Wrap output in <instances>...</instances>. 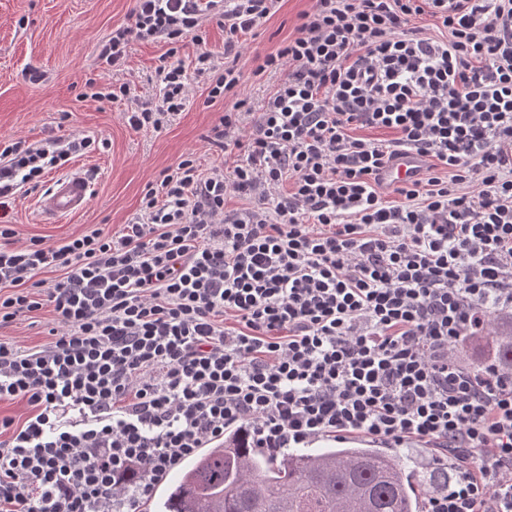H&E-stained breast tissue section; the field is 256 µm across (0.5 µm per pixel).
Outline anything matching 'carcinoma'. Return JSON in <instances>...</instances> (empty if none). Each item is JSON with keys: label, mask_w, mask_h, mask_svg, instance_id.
Returning <instances> with one entry per match:
<instances>
[{"label": "carcinoma", "mask_w": 512, "mask_h": 512, "mask_svg": "<svg viewBox=\"0 0 512 512\" xmlns=\"http://www.w3.org/2000/svg\"><path fill=\"white\" fill-rule=\"evenodd\" d=\"M463 342H487L497 364L512 366V320L492 317ZM446 488L448 467L440 465L418 482L404 451L329 441L313 451L270 458L233 432L224 444L186 461L146 512H297L302 499L316 512H423L430 490Z\"/></svg>", "instance_id": "1"}]
</instances>
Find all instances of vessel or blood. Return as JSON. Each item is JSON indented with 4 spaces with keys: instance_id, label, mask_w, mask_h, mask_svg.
<instances>
[{
    "instance_id": "1",
    "label": "vessel or blood",
    "mask_w": 512,
    "mask_h": 512,
    "mask_svg": "<svg viewBox=\"0 0 512 512\" xmlns=\"http://www.w3.org/2000/svg\"><path fill=\"white\" fill-rule=\"evenodd\" d=\"M420 161L412 154L396 159L382 173L388 184L413 180L419 173ZM93 194V183L82 167H72L66 174L56 177L50 189L39 202L43 223L50 224L63 217L78 215L87 208Z\"/></svg>"
}]
</instances>
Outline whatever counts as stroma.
Returning <instances> with one entry per match:
<instances>
[{
    "label": "stroma",
    "instance_id": "35a3bbf8",
    "mask_svg": "<svg viewBox=\"0 0 512 512\" xmlns=\"http://www.w3.org/2000/svg\"><path fill=\"white\" fill-rule=\"evenodd\" d=\"M135 0H0V140L22 137L37 142L71 131L107 140V148L77 157L94 186L86 211L56 224L39 221L40 193L10 201L6 223L20 237L60 242L94 229L118 232L139 211L143 191L181 155L192 152L203 169L222 165V152L206 137L223 110L206 105V93L193 86L182 112L159 131L133 130L123 118L127 101L83 98L88 80L102 76L100 50L113 28L128 23ZM308 0H282L280 9L253 35L237 62L253 101L278 81L253 76L256 55L276 48L292 35ZM161 43H133L117 79L135 82L143 96L155 95L153 79Z\"/></svg>",
    "mask_w": 512,
    "mask_h": 512
}]
</instances>
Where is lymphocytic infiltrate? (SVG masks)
<instances>
[{
    "label": "lymphocytic infiltrate",
    "instance_id": "f902f5d3",
    "mask_svg": "<svg viewBox=\"0 0 512 512\" xmlns=\"http://www.w3.org/2000/svg\"><path fill=\"white\" fill-rule=\"evenodd\" d=\"M278 2L136 0L100 53L117 71L133 42L165 43L158 97L126 81L93 99L159 131L201 84L232 103L207 137L231 167L183 155L114 234L19 243L0 225V326L53 314L42 345L0 340V403L32 409L0 416V512H142L231 431L274 457L349 437L432 448L455 478L425 512H512V368L456 356L512 312V0H310L255 67L279 77L255 103L233 57ZM98 147L0 142V201ZM405 154L417 178L384 184Z\"/></svg>",
    "mask_w": 512,
    "mask_h": 512
}]
</instances>
